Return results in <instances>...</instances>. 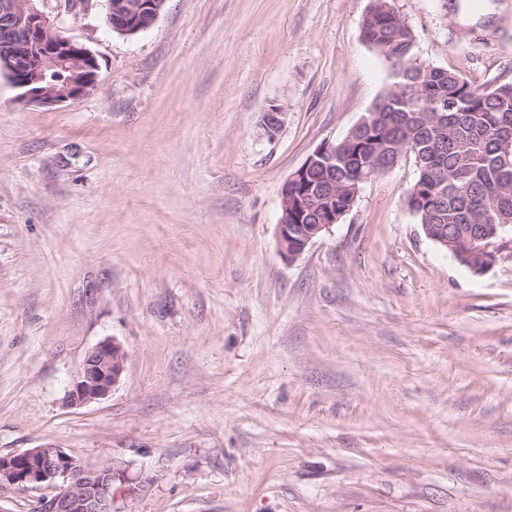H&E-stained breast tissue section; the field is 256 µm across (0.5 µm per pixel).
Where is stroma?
Instances as JSON below:
<instances>
[{"mask_svg":"<svg viewBox=\"0 0 512 512\" xmlns=\"http://www.w3.org/2000/svg\"><path fill=\"white\" fill-rule=\"evenodd\" d=\"M393 5L417 62L512 80V0ZM37 7L98 85L49 106L0 74V455L112 467V512H512V240L461 265L407 157L279 253L284 182L389 82L370 0H166L133 36ZM104 340L119 384L67 406ZM286 114L283 105L271 102L262 113L260 135L265 138L273 136L274 139L284 126Z\"/></svg>","mask_w":512,"mask_h":512,"instance_id":"35a3bbf8","label":"stroma"}]
</instances>
